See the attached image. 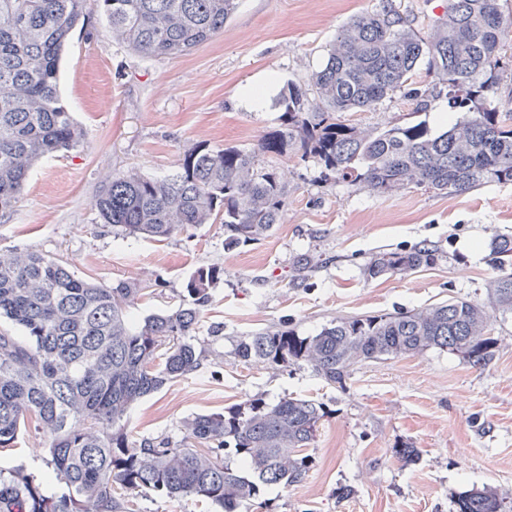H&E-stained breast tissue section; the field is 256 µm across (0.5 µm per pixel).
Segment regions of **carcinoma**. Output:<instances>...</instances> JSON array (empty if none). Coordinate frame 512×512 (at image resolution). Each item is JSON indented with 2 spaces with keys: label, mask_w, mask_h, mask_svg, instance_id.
Masks as SVG:
<instances>
[{
  "label": "carcinoma",
  "mask_w": 512,
  "mask_h": 512,
  "mask_svg": "<svg viewBox=\"0 0 512 512\" xmlns=\"http://www.w3.org/2000/svg\"><path fill=\"white\" fill-rule=\"evenodd\" d=\"M239 0H0V214L9 212L32 167L80 146L85 131L60 93L63 49L79 22L96 11L112 37L148 57H179L224 30ZM512 13L500 0H448L423 33L396 0H379L336 35L325 63L279 93L280 125L250 150L194 145L175 173L112 175L95 200L102 222L117 231L164 241L193 224L224 225V247L273 234L288 205L284 173L260 162L293 151L336 178L373 193L413 185L463 195L488 183L512 184V113L497 107L512 85ZM432 82L418 80L420 65ZM463 116L432 132L428 124L364 130L341 119L400 92L426 112L437 87ZM497 271L494 310L512 314V235L491 242ZM430 244L382 252L367 277L430 267ZM224 269L201 267L189 278L190 302L135 322L129 308L140 289L82 278L61 259L37 251H0V449L30 425L50 434L43 478L0 468V512H134L143 494L206 500L221 512L267 486L305 479V450L325 411L312 399H261L198 415L174 445L129 439L126 417L142 398L197 371L193 343L210 290ZM486 306L451 297L425 310L337 318L313 336L266 329L241 338L243 363L303 361L329 384L343 385L355 363L431 349L461 354L475 368L491 357ZM231 450L245 469L224 464ZM55 480L66 492L48 495ZM456 512H512L492 489L458 496Z\"/></svg>",
  "instance_id": "carcinoma-1"
}]
</instances>
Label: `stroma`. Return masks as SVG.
Returning <instances> with one entry per match:
<instances>
[{
  "instance_id": "1",
  "label": "stroma",
  "mask_w": 512,
  "mask_h": 512,
  "mask_svg": "<svg viewBox=\"0 0 512 512\" xmlns=\"http://www.w3.org/2000/svg\"><path fill=\"white\" fill-rule=\"evenodd\" d=\"M376 2L241 0L222 33L176 58L131 52L90 13L63 52L60 86L86 139L37 162L13 209L0 216V248L62 259L109 287L142 288L132 308L138 318L186 303V282L197 268H223L196 335L202 369L135 404L126 429L134 441L175 443L188 419L255 397L322 403L326 415L306 479L265 487L239 512H454L464 490L512 494L510 317L492 315L495 354L482 369L429 351L357 364L341 388L304 362L273 368L235 356L240 337L271 327L311 336L337 317L422 309L451 297L486 302L495 276L490 243L512 233V184L459 196L409 187L377 195L324 175L314 160L266 155L263 165L287 174L288 206L272 236L230 251L219 223L157 242L117 235L94 207L112 174H172L184 150L201 142L253 148L279 124V91L318 68L338 29ZM266 75L274 81L263 110L244 106L242 92ZM447 109L443 93L423 115L397 94L349 118L365 129L424 120L438 130ZM425 242L438 249L433 266L365 277L372 254ZM302 256L314 266L305 278L295 272ZM402 442L417 450L406 466L392 456ZM48 444L46 432L27 429L15 447L0 449V467L42 474L27 458Z\"/></svg>"
}]
</instances>
